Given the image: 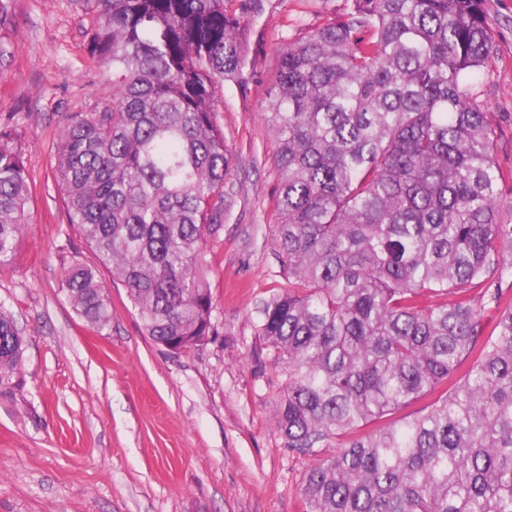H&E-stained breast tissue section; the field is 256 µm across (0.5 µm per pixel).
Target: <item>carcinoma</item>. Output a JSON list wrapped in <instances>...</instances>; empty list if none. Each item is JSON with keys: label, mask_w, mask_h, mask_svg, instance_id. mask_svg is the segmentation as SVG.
Segmentation results:
<instances>
[{"label": "carcinoma", "mask_w": 512, "mask_h": 512, "mask_svg": "<svg viewBox=\"0 0 512 512\" xmlns=\"http://www.w3.org/2000/svg\"><path fill=\"white\" fill-rule=\"evenodd\" d=\"M93 2L109 92L61 129L55 182L97 263L71 264L68 296L104 329L110 270L146 335L189 351L215 335L231 156L214 102L244 67L251 2ZM495 47L487 0H351L277 53L265 116L288 287L256 306L258 335L288 372L284 446L343 437L305 474V512H512V172L481 90ZM13 140L0 126V265L29 223ZM23 353L0 311V386Z\"/></svg>", "instance_id": "1"}]
</instances>
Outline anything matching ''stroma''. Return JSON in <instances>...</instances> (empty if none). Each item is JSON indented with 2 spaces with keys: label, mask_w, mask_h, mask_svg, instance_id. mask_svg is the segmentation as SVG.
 Here are the masks:
<instances>
[{
  "label": "stroma",
  "mask_w": 512,
  "mask_h": 512,
  "mask_svg": "<svg viewBox=\"0 0 512 512\" xmlns=\"http://www.w3.org/2000/svg\"><path fill=\"white\" fill-rule=\"evenodd\" d=\"M349 0H254L239 82L219 87L216 122L232 166L209 287L216 336L174 354L142 330L126 291L103 272L112 320L90 329L65 272L95 255L54 183L71 113L100 106L108 73L87 49L90 0H9L0 30V125L11 126L32 185L30 222L0 266V308L25 352L0 387V512H303L316 456L285 448L273 399L287 379L258 334L255 306L284 286L276 257V140L264 119L279 48ZM497 53L482 85L498 122L495 159L512 169V0H488Z\"/></svg>",
  "instance_id": "35a3bbf8"
}]
</instances>
